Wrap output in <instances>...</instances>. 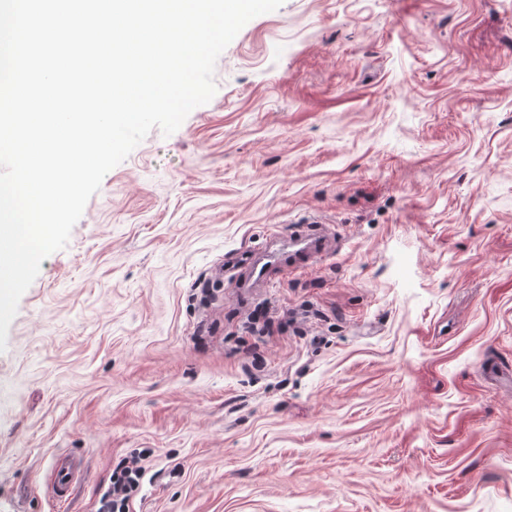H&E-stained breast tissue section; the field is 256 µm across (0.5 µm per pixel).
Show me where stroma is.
Instances as JSON below:
<instances>
[{"instance_id":"obj_1","label":"stroma","mask_w":512,"mask_h":512,"mask_svg":"<svg viewBox=\"0 0 512 512\" xmlns=\"http://www.w3.org/2000/svg\"><path fill=\"white\" fill-rule=\"evenodd\" d=\"M214 81L19 301L0 512H99L144 449L130 512H512V0H284ZM294 233L328 246L242 301ZM52 483L50 493L52 499L59 505H63L70 498L74 484L79 478L76 462L67 458H57L52 463Z\"/></svg>"}]
</instances>
